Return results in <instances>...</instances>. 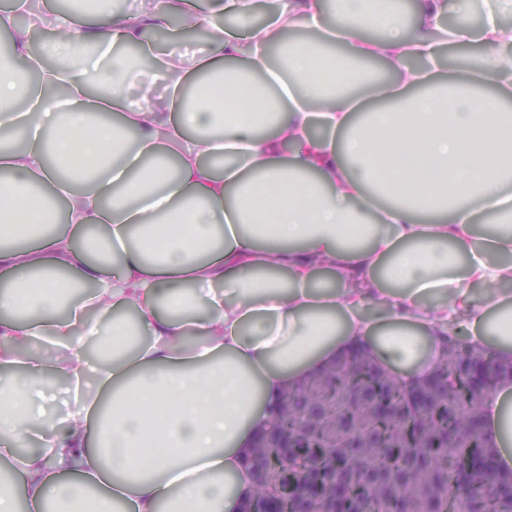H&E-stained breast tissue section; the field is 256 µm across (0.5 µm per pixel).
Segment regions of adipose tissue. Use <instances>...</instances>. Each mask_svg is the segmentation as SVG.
<instances>
[{
    "instance_id": "obj_1",
    "label": "adipose tissue",
    "mask_w": 512,
    "mask_h": 512,
    "mask_svg": "<svg viewBox=\"0 0 512 512\" xmlns=\"http://www.w3.org/2000/svg\"><path fill=\"white\" fill-rule=\"evenodd\" d=\"M483 4L478 27L448 32L485 49L452 93L403 61L432 58L440 17L471 0H414L409 26L336 0L332 30L321 0H278L274 30L254 0L123 17L95 0L44 12L57 62L37 82L14 65L23 46L0 53V239L33 243L0 246V512H241L269 407L351 350L402 383L458 333L512 362V0ZM174 15L203 28L200 57L186 66L172 38L170 94L134 106L124 47ZM300 22L315 36L270 67ZM85 379L87 404L45 421L56 383ZM481 417L511 471V376Z\"/></svg>"
}]
</instances>
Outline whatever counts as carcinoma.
I'll list each match as a JSON object with an SVG mask.
<instances>
[{
  "label": "carcinoma",
  "mask_w": 512,
  "mask_h": 512,
  "mask_svg": "<svg viewBox=\"0 0 512 512\" xmlns=\"http://www.w3.org/2000/svg\"><path fill=\"white\" fill-rule=\"evenodd\" d=\"M480 370L502 367L453 338L414 385L351 352L272 409L288 447L256 448L249 512H512V473L498 471L480 429Z\"/></svg>",
  "instance_id": "cac0c4a2"
}]
</instances>
